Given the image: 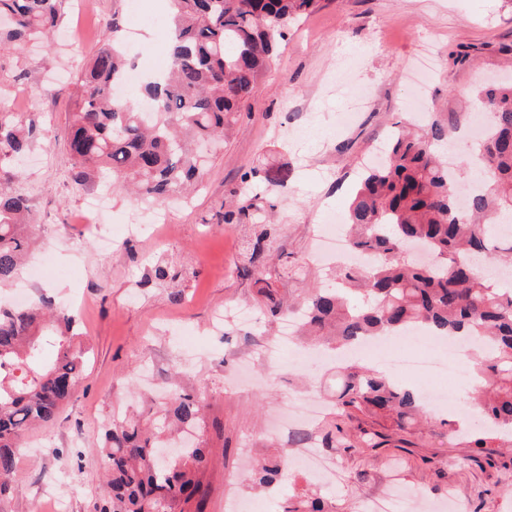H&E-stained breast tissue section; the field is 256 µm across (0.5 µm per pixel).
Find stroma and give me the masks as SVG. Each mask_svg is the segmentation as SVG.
Returning a JSON list of instances; mask_svg holds the SVG:
<instances>
[{
    "mask_svg": "<svg viewBox=\"0 0 512 512\" xmlns=\"http://www.w3.org/2000/svg\"><path fill=\"white\" fill-rule=\"evenodd\" d=\"M88 12L66 9L48 48L0 59V99L31 113L41 136L23 165L0 168V188L25 190L40 250L64 277L30 280V295L71 305L89 351L75 396L55 426L34 428L0 512H94L104 463L105 420L166 405L173 372L204 405L201 437L213 463L202 474L205 512H229L231 500H255L257 512H278L254 487L249 468L274 455L282 407L306 390L324 406L336 398L334 360L298 365L291 352L258 355L257 335L277 329L258 282L277 298L298 301L330 271L318 254V233L331 213H346L362 164L383 147L395 122L424 124L428 113L458 112L462 96L512 63V0H320L293 24L260 79L235 130L212 155L208 175L190 200L168 205L164 223L148 227L144 206L93 176H79L67 152L71 80L101 46L114 0H90ZM126 52L144 70L164 65L167 48L154 24L127 20ZM435 59L423 105L407 79L425 48ZM364 89L357 101L356 89ZM284 166L287 191L272 192L276 241L264 264L250 268L243 247L252 225L220 224L225 199L242 193L244 172L264 160ZM106 192L99 220L112 230L103 246L85 224L88 199ZM177 271L159 281L153 267ZM248 306L255 328H213L216 311ZM343 427L377 432L374 448L326 449L338 484L307 483L283 472L279 498L305 491L334 512H355L360 500L401 490L441 503L459 496L462 512H512V453L490 455L450 439L437 415L409 435L389 421L357 415Z\"/></svg>",
    "mask_w": 512,
    "mask_h": 512,
    "instance_id": "35a3bbf8",
    "label": "stroma"
}]
</instances>
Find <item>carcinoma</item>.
Masks as SVG:
<instances>
[{
    "label": "carcinoma",
    "instance_id": "cac0c4a2",
    "mask_svg": "<svg viewBox=\"0 0 512 512\" xmlns=\"http://www.w3.org/2000/svg\"><path fill=\"white\" fill-rule=\"evenodd\" d=\"M70 0H0V52H18L48 38ZM170 66L142 87L153 104L118 98L112 87L129 63L119 42V12L112 14L106 40L77 75L79 92L70 112L68 150L80 175L92 171L111 186L130 189L131 199L164 204L202 184L209 151L226 139L237 112L245 107L268 69L273 52L290 26L310 13L318 0H169ZM479 111L489 116L476 159L486 188L473 190L460 212L456 172L440 162L434 147L448 140L459 121L456 112L430 117L413 132L398 125L384 150V162L363 173L349 204L345 230L351 249L363 256L357 267L340 270L336 285L310 292L300 312L302 332L319 338L328 332L351 348L365 336H391L409 327L461 338L472 347L474 391L466 393L482 417L483 432L468 438L472 448L491 450L502 432L512 433V288L483 277L477 258L512 254V240L492 237L487 225L512 218V83H487L477 92ZM27 112L0 100V163L22 157L36 139ZM246 194L288 188V170L263 165L243 174ZM30 199L19 189H0V287L21 274L31 251ZM247 217L258 227L249 263L270 249L266 213L246 199L224 206L223 223ZM358 292L366 307L350 304ZM74 315L55 310L42 297L25 307L0 305V498L6 496L22 452V440L35 426L51 427L62 405L76 392L83 367ZM53 348L47 360L43 347ZM424 408L421 394L383 373L350 364L339 373L335 415L378 416L407 433ZM199 397L172 390L171 406L147 415L108 420L102 454L107 479L95 512H174L198 500L199 476L211 464L201 441L170 462L158 448L173 433L200 428ZM287 457L260 460L255 484H276ZM284 512H331L304 494L288 500Z\"/></svg>",
    "mask_w": 512,
    "mask_h": 512
}]
</instances>
